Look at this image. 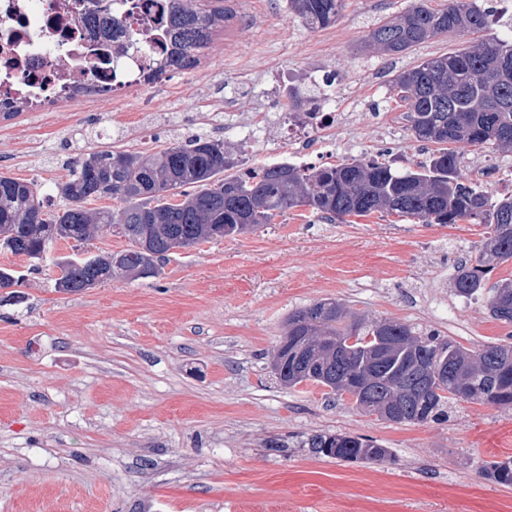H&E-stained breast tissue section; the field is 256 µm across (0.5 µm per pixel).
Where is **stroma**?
Instances as JSON below:
<instances>
[{
  "instance_id": "1",
  "label": "stroma",
  "mask_w": 512,
  "mask_h": 512,
  "mask_svg": "<svg viewBox=\"0 0 512 512\" xmlns=\"http://www.w3.org/2000/svg\"><path fill=\"white\" fill-rule=\"evenodd\" d=\"M345 3L312 30L286 0H224L235 15L199 64L127 94L123 111L102 95L0 118V174L34 183L58 210L75 158L98 147L150 154L196 134L223 140L246 167L381 152L412 167L435 146L411 136L391 81L462 41L439 36L391 58L362 40L408 0ZM331 72L335 123L297 127L289 88L312 94ZM456 152L462 177L491 198L512 194V152ZM485 238L467 221L332 222L298 208L178 249L157 276L78 293L57 290V263L122 252L125 238L98 234L80 249L58 239L40 260L0 251V269L20 280L0 289V512H512V486L479 471L512 449V409L458 401L447 422L396 424L272 370L289 314L320 300L469 350L512 341L487 292L463 298L451 285ZM314 434L370 438L390 455L324 457L303 446Z\"/></svg>"
}]
</instances>
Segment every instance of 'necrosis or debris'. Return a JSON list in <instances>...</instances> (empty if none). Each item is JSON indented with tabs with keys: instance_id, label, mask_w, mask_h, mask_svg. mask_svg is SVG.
<instances>
[{
	"instance_id": "obj_1",
	"label": "necrosis or debris",
	"mask_w": 512,
	"mask_h": 512,
	"mask_svg": "<svg viewBox=\"0 0 512 512\" xmlns=\"http://www.w3.org/2000/svg\"><path fill=\"white\" fill-rule=\"evenodd\" d=\"M166 0H0V103L80 97L88 88L153 86L166 64L158 20ZM105 10L118 22L105 36L86 12Z\"/></svg>"
}]
</instances>
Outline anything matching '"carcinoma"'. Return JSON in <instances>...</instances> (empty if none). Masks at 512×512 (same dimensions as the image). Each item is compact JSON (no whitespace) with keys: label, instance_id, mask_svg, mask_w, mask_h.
<instances>
[{"label":"carcinoma","instance_id":"obj_1","mask_svg":"<svg viewBox=\"0 0 512 512\" xmlns=\"http://www.w3.org/2000/svg\"><path fill=\"white\" fill-rule=\"evenodd\" d=\"M197 0H168L169 35L175 68L198 61L211 32L224 25L223 8L202 11ZM457 0L439 7L412 0L398 15L376 21L365 44L386 56H400L437 36L479 33L490 27L494 9L477 0ZM288 11L311 29L327 27L340 17L345 0H287ZM399 107L406 111L411 135L439 145L416 169L398 171L379 154L349 158L336 165L300 166L276 162L238 169L224 142L201 136L178 141L146 155L142 152L92 150L76 160L60 187L67 205L46 210L32 183L0 175V227L6 250L39 260L58 238L87 241L112 231L129 248L108 262L89 255L62 270L70 292L99 284L119 272L154 277L158 261L173 238L195 240L211 226L224 235L254 231L308 207L328 219L386 213L415 218L425 224H456L467 220L487 227V237L474 263L457 267L455 291L468 297L485 288L486 278L512 262V195L496 201L479 186L460 181L452 146L492 145L512 151V37L492 38L448 54L427 58L393 79ZM117 197L123 207L91 212V198ZM491 315L512 324V282L489 289ZM389 336H411L410 345L390 355L362 344L344 345V337L373 336L377 321L364 322L341 303L330 308L316 302L288 316L297 340L280 347L279 380L295 386L304 380L336 386L340 381L362 387L357 408L380 410L399 390L425 382L439 390L404 400L405 422L448 419L465 388L484 403L512 407V343L467 350L437 333L421 335L407 324L384 321ZM446 362L448 376L426 377L418 365ZM308 447L324 457L378 462L389 454L375 441L359 436L315 434ZM481 474L496 484L512 486V456L485 462Z\"/></svg>","mask_w":512,"mask_h":512}]
</instances>
